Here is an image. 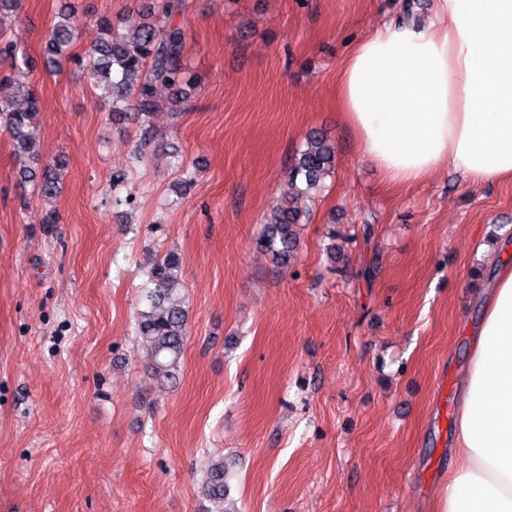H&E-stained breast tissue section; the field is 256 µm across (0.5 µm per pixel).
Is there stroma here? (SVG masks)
Here are the masks:
<instances>
[{"mask_svg": "<svg viewBox=\"0 0 512 512\" xmlns=\"http://www.w3.org/2000/svg\"><path fill=\"white\" fill-rule=\"evenodd\" d=\"M72 2L79 55L101 18L133 27L160 4ZM60 5L17 0L16 56L41 60ZM397 12L184 0L190 109L173 113L162 90L142 126L115 120L77 64L20 71L0 56V96L32 89L40 160L64 161L45 202L0 130V512H206L216 458L233 512H435L491 286L484 244L512 240V182L442 170L389 190L359 152L336 105L341 64ZM314 128L336 166L280 269L256 240ZM169 253L189 335L163 387L136 327L147 271Z\"/></svg>", "mask_w": 512, "mask_h": 512, "instance_id": "35a3bbf8", "label": "stroma"}]
</instances>
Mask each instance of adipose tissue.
Instances as JSON below:
<instances>
[{
	"label": "adipose tissue",
	"mask_w": 512,
	"mask_h": 512,
	"mask_svg": "<svg viewBox=\"0 0 512 512\" xmlns=\"http://www.w3.org/2000/svg\"><path fill=\"white\" fill-rule=\"evenodd\" d=\"M340 100L388 184L442 168L512 181V0H434L429 24L372 29L342 62ZM452 454L437 512H512V264L477 326Z\"/></svg>",
	"instance_id": "1"
}]
</instances>
